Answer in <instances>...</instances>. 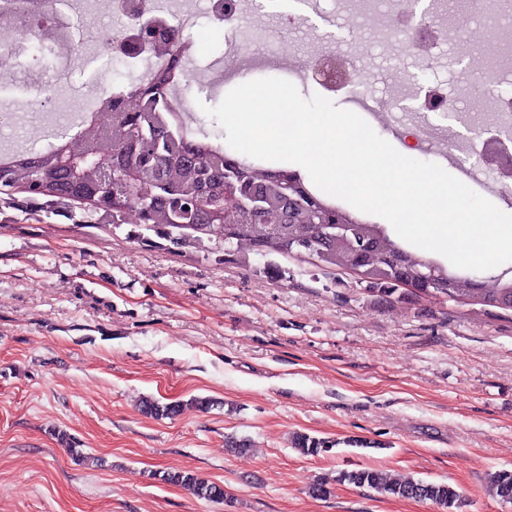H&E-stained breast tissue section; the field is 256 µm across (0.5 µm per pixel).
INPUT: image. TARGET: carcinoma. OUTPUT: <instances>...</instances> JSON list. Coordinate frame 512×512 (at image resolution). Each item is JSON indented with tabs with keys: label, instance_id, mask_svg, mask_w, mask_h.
<instances>
[{
	"label": "carcinoma",
	"instance_id": "obj_1",
	"mask_svg": "<svg viewBox=\"0 0 512 512\" xmlns=\"http://www.w3.org/2000/svg\"><path fill=\"white\" fill-rule=\"evenodd\" d=\"M164 60L144 81L132 82L113 97L93 100L82 131L75 136L54 134L42 149H24L3 165L0 191L23 190L33 196L65 203L89 204L101 221L119 224L133 208L142 210L147 194L150 213L143 226L179 244L229 238L234 255L246 263L250 256L306 257L321 266L354 273L377 297H403L400 288L420 286L409 294L418 298L444 297L464 305H493L501 296L512 298V279L459 275L441 263L419 256L396 243L380 224L347 213L349 223L311 224L310 214L335 216L336 206L320 197L288 216V201L304 195L307 186L299 172L288 168L259 169L247 163L198 129L187 128V113L170 102L173 73L191 83L189 64L196 49L185 31L173 26L151 46ZM241 193L257 196L252 210L237 203L239 196L224 193V180ZM141 410L155 417H174L181 405L162 404L146 397ZM334 443L298 434L295 449L317 456ZM191 494L223 502L224 489L191 472L163 475ZM337 481L378 494L430 502L441 512L461 508L460 494L445 482L391 479L383 472L361 467L344 469ZM492 496L512 503V469L490 477Z\"/></svg>",
	"mask_w": 512,
	"mask_h": 512
}]
</instances>
